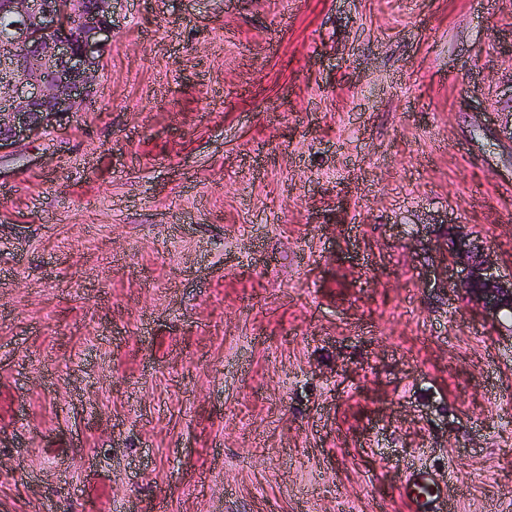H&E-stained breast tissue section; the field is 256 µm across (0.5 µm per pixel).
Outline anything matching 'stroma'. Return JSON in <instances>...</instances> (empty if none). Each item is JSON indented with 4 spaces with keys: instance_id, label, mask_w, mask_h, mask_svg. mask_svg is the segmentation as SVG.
Returning a JSON list of instances; mask_svg holds the SVG:
<instances>
[{
    "instance_id": "1",
    "label": "stroma",
    "mask_w": 512,
    "mask_h": 512,
    "mask_svg": "<svg viewBox=\"0 0 512 512\" xmlns=\"http://www.w3.org/2000/svg\"><path fill=\"white\" fill-rule=\"evenodd\" d=\"M512 0H115L0 151V512H512ZM460 242L450 252L451 256L443 259L438 271L423 282L425 286L432 283L436 288H444L447 291L454 288H474L482 292V303L487 312L497 314L502 308L512 309V279L501 281L493 278L488 271L494 264L490 252L480 250L477 246ZM460 252H465L470 260L467 267L460 271L455 268L456 257ZM403 492L414 504V510L430 511L434 501L448 495V487L439 485L430 473L418 471L410 474Z\"/></svg>"
}]
</instances>
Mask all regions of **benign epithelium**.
Listing matches in <instances>:
<instances>
[{"instance_id":"1","label":"benign epithelium","mask_w":512,"mask_h":512,"mask_svg":"<svg viewBox=\"0 0 512 512\" xmlns=\"http://www.w3.org/2000/svg\"><path fill=\"white\" fill-rule=\"evenodd\" d=\"M11 18L0 43V147L19 145L47 128L59 113L78 112L94 97L102 55L112 36V0H0ZM464 252L467 267L455 268ZM491 253L461 242L424 282L438 288H474L487 312L512 309V279L493 278Z\"/></svg>"}]
</instances>
